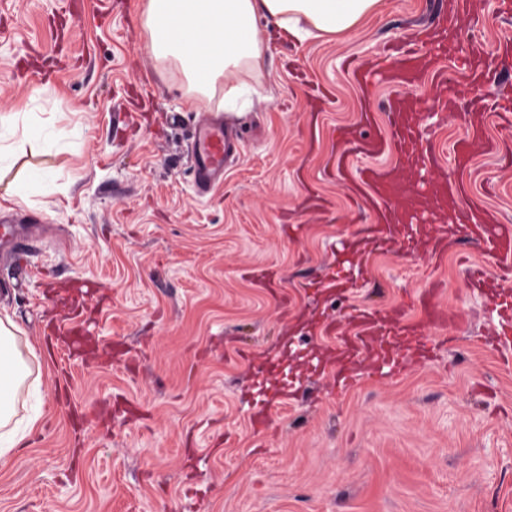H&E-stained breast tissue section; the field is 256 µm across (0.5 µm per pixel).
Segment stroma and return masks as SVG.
Masks as SVG:
<instances>
[{
    "label": "stroma",
    "mask_w": 512,
    "mask_h": 512,
    "mask_svg": "<svg viewBox=\"0 0 512 512\" xmlns=\"http://www.w3.org/2000/svg\"><path fill=\"white\" fill-rule=\"evenodd\" d=\"M448 0H385L347 42H276L267 108L249 110L244 147L222 184L194 191L193 127L214 108L189 101L179 73L159 76L143 48L140 0H5L0 5V114L75 112L67 151L32 164L50 185L0 210L46 225L29 263L0 261V310L14 313L47 360L39 427L0 459V512H512V368L487 345L497 320L466 271L501 289L512 274L453 225L443 258L397 241L358 256L365 276L321 281L332 250L364 237L368 210L331 173L335 131L358 125L355 64L423 37ZM512 19L473 0L457 29L512 70L499 41ZM512 220V166L478 153L460 174ZM100 296L81 359L49 339L57 310ZM452 312L432 329L436 354H404L390 375L362 367L338 391L310 372L320 324L413 301L430 282ZM300 389L253 428L260 398Z\"/></svg>",
    "instance_id": "1"
}]
</instances>
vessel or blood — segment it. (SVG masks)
<instances>
[{"instance_id": "b4317fda", "label": "vessel or blood", "mask_w": 512, "mask_h": 512, "mask_svg": "<svg viewBox=\"0 0 512 512\" xmlns=\"http://www.w3.org/2000/svg\"><path fill=\"white\" fill-rule=\"evenodd\" d=\"M470 11L471 0H453L448 13L440 19L444 35L433 44L429 57H419L414 48L404 45L395 65L369 63L354 70L355 80L366 95L388 89L383 105L386 120L383 125H375L372 112L366 111L361 113L360 120L368 128V135L354 138L346 131H338V171L351 186L365 188L366 204L376 226H399L406 230L407 236L401 241L403 249H415L413 230L423 226L433 254L442 255L446 249L442 223L464 224L469 229V238L482 243L501 269L508 272L512 270V225L502 223L498 214L470 198L464 182L441 177L446 166L459 170L468 166L473 141L484 136L483 121L491 119L501 128L512 129V99L490 101L478 93L479 87L493 76L485 51L474 45L453 53L448 50V34L455 32L459 19ZM453 74L466 76V83L461 84L456 95L473 111L477 122L472 134L458 139L446 150L424 133L422 126L429 119L442 120L449 105L447 96L436 99L435 111L427 117L414 111L408 89L429 78L444 84ZM241 122V113L227 112L198 124L192 169L198 191L206 192L223 183ZM28 238V226L14 223L0 241L18 257ZM470 285L482 291L496 311L499 321L495 347L502 356L511 357L512 293L497 289L478 267L470 270ZM419 307L421 315L413 320L408 319L403 306L387 311L359 310L351 315L348 328L338 330L332 338L328 363L333 377L344 386H351L355 380L354 366L368 358L377 366L397 367L399 359L386 341L390 335L416 355L429 357L434 338L423 333L421 325L423 321L439 318L441 307L432 293L420 297Z\"/></svg>"}]
</instances>
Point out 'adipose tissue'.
<instances>
[{
	"mask_svg": "<svg viewBox=\"0 0 512 512\" xmlns=\"http://www.w3.org/2000/svg\"><path fill=\"white\" fill-rule=\"evenodd\" d=\"M384 0H143L146 47L157 71L176 68L187 96L236 98L251 77L270 74L272 42L317 38L347 41L381 14ZM69 113H52L39 124L28 114L0 115V175L14 172L5 193L24 198L36 170L18 167L26 153L47 139L63 140ZM26 332L14 316L0 315V458L7 457L35 427L24 394L36 388L45 366L23 352Z\"/></svg>",
	"mask_w": 512,
	"mask_h": 512,
	"instance_id": "ef3b65f1",
	"label": "adipose tissue"
}]
</instances>
